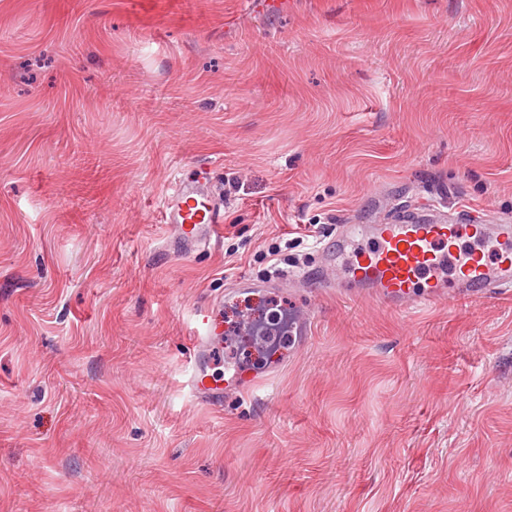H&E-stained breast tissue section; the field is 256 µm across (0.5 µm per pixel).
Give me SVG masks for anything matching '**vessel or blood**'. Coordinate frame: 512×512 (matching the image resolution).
Returning <instances> with one entry per match:
<instances>
[{"instance_id":"1","label":"vessel or blood","mask_w":512,"mask_h":512,"mask_svg":"<svg viewBox=\"0 0 512 512\" xmlns=\"http://www.w3.org/2000/svg\"><path fill=\"white\" fill-rule=\"evenodd\" d=\"M162 219L172 229L170 248L189 254L216 240L224 222V198L206 172L178 179L168 190ZM353 253L336 291L367 296L383 308L477 301L512 291V217L435 219L420 209L373 224H344L320 257L332 265ZM195 350L186 385L195 400L222 405L225 396L254 392L256 371L237 366L227 377L211 374L210 357L223 346L214 305L197 308Z\"/></svg>"}]
</instances>
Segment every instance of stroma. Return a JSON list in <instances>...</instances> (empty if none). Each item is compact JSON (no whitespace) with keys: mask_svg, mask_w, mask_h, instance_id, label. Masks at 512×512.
Here are the masks:
<instances>
[{"mask_svg":"<svg viewBox=\"0 0 512 512\" xmlns=\"http://www.w3.org/2000/svg\"><path fill=\"white\" fill-rule=\"evenodd\" d=\"M0 0V512H512V296L273 285L340 224L512 214V0ZM210 173L224 231L169 250ZM308 313L256 395L183 381L197 307ZM207 175L199 171L179 178L165 196L161 216L172 229L169 246L174 252L191 254L216 241L224 224V197L212 188Z\"/></svg>","mask_w":512,"mask_h":512,"instance_id":"35a3bbf8","label":"stroma"}]
</instances>
